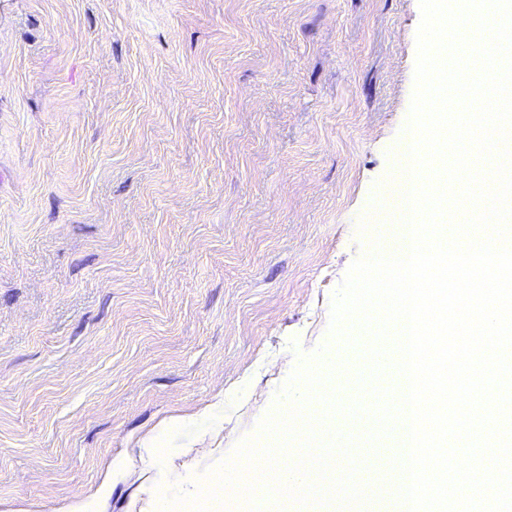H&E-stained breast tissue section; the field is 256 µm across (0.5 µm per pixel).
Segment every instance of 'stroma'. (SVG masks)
<instances>
[{"mask_svg":"<svg viewBox=\"0 0 512 512\" xmlns=\"http://www.w3.org/2000/svg\"><path fill=\"white\" fill-rule=\"evenodd\" d=\"M420 21L0 0V507L56 512L108 473L107 512H162L163 469L198 490L302 356L366 374L331 304L390 221Z\"/></svg>","mask_w":512,"mask_h":512,"instance_id":"stroma-1","label":"stroma"}]
</instances>
